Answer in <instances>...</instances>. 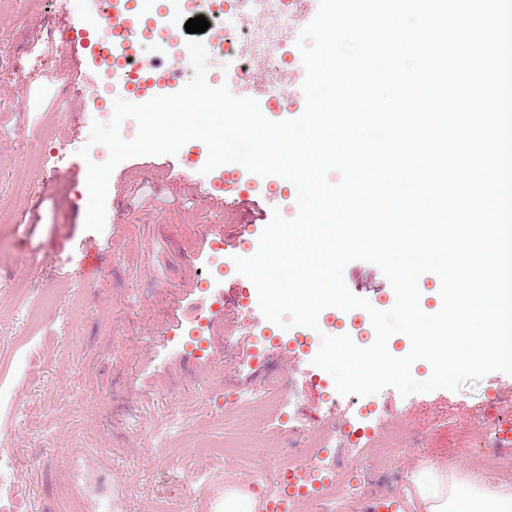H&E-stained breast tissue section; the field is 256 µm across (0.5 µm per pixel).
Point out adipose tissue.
Here are the masks:
<instances>
[{
	"mask_svg": "<svg viewBox=\"0 0 512 512\" xmlns=\"http://www.w3.org/2000/svg\"><path fill=\"white\" fill-rule=\"evenodd\" d=\"M424 512H512V484L458 480L454 470L425 463L412 474Z\"/></svg>",
	"mask_w": 512,
	"mask_h": 512,
	"instance_id": "1",
	"label": "adipose tissue"
}]
</instances>
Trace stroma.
<instances>
[{
  "instance_id": "stroma-1",
  "label": "stroma",
  "mask_w": 512,
  "mask_h": 512,
  "mask_svg": "<svg viewBox=\"0 0 512 512\" xmlns=\"http://www.w3.org/2000/svg\"><path fill=\"white\" fill-rule=\"evenodd\" d=\"M74 39L58 0H0V453L16 461L0 512H222L226 486L261 495L276 469L310 463V435L345 422L380 433L395 413L410 438L388 467L350 448L337 449L341 465L405 512H422L419 463L479 477V414L494 391L512 393V375L458 391L342 395L313 363L335 327L286 330L260 311L234 263L258 237L237 226L267 224L276 210L294 218L292 184L240 166L219 188L221 169L203 173L208 149L191 140L116 165L104 228L85 229L87 165L109 159L87 141L93 122L112 120L114 98L93 93L94 53L72 61ZM344 281L377 310L395 302L373 264L349 263ZM259 385L264 403L240 401ZM172 411L183 431L153 440ZM235 435L249 455L198 451Z\"/></svg>"
}]
</instances>
